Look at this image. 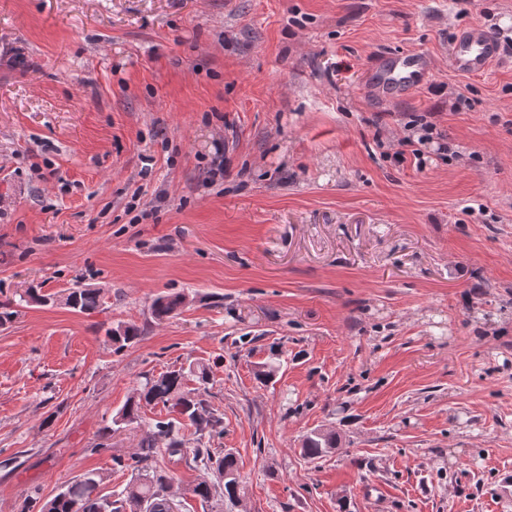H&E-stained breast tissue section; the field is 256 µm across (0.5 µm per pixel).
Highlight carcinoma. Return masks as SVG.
Segmentation results:
<instances>
[{"mask_svg":"<svg viewBox=\"0 0 512 512\" xmlns=\"http://www.w3.org/2000/svg\"><path fill=\"white\" fill-rule=\"evenodd\" d=\"M101 301V290L91 287L72 288L65 298L66 305L81 313L98 309ZM182 305L180 293L161 295L153 300L151 314L163 320L173 316ZM141 333L142 329L133 324L107 330L116 353L137 340ZM189 375L195 377L198 387L187 388ZM209 381V367L203 363H190L186 368L144 377L136 394L112 416V425L105 427L113 433L132 425L145 428L135 453L112 456L115 469L129 470L137 478L110 497L100 495L103 476L88 472L45 502L37 497L29 499L28 512H180V505L169 495V477L155 465L161 451L172 460L200 463L215 477L213 482L204 480L196 484L191 489L193 496L206 503L214 499L237 503L244 497L246 487L235 455L230 451L189 448L179 436L184 420L201 439L212 440L224 434V417L208 400ZM157 405L166 409L167 417L145 420V408ZM337 442L336 433L316 430L305 437L302 451L310 459H320L336 448Z\"/></svg>","mask_w":512,"mask_h":512,"instance_id":"obj_1","label":"carcinoma"}]
</instances>
